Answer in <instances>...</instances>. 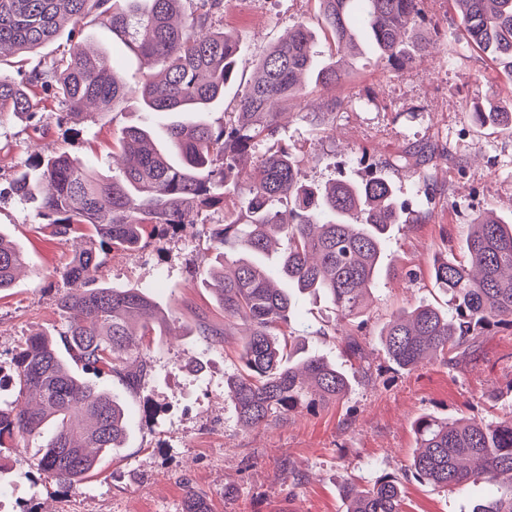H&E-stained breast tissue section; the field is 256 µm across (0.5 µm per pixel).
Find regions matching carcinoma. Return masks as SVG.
<instances>
[{"instance_id":"obj_1","label":"carcinoma","mask_w":512,"mask_h":512,"mask_svg":"<svg viewBox=\"0 0 512 512\" xmlns=\"http://www.w3.org/2000/svg\"><path fill=\"white\" fill-rule=\"evenodd\" d=\"M123 2L118 9L109 0H0V51L39 49L65 25L91 17L123 37L148 67L136 90L145 122L123 129L112 142L117 172L104 175L65 152L37 156L16 173L7 191L37 204L38 216L55 235L84 242L58 271L69 286L58 299L63 328L28 338L12 357L18 396H36V407L22 402L0 407V448L41 442L40 478L69 490L127 439V406L109 380L136 393L151 367L150 343L163 335L166 323L148 293L99 282L103 256L114 248H142L149 226L173 232L195 223L202 210L224 205V195L244 179L239 159L276 138L275 109L307 94L302 77L322 87L344 81L347 52L360 53L355 12L363 15L371 51L381 64L402 70L430 46L410 34L409 24L422 19L420 0H318L334 56L323 58L313 32L297 25L257 62L237 119L227 127L206 118L224 99L240 51L216 29L224 0H196L186 13L183 0ZM452 2L469 38L512 76V0ZM32 86L71 117L81 116L86 104L105 115L129 94L109 58L86 52L80 42L67 57L44 63L22 82L0 75V113L35 116ZM161 114L194 115L166 125L174 159L152 140ZM474 119L512 131V111L501 110L493 99ZM260 167L261 178L247 182L239 196L237 217L214 225L207 271L224 321L247 326L240 371L229 383L237 419L247 428L348 394L349 375L288 325L301 296H326L342 321L360 317L381 273L389 232L404 210L391 182L375 172L360 182L308 185L285 147L262 155ZM25 263L23 250L0 235V291L12 286ZM433 279L447 293L450 311L422 303L392 314L380 332L386 359L402 370H413L429 355L453 366L476 352L480 337L512 327V221L481 217L462 258L450 254L437 262ZM344 349L358 362L366 358L351 335L344 337ZM90 373L98 381L88 380ZM414 433L419 452L409 471L415 479L447 491L496 483V496L476 502L472 512H512V416L483 422L425 414L415 420ZM342 494L347 512H400L399 481L388 476L362 489L349 483ZM184 512H209L208 504L189 489Z\"/></svg>"}]
</instances>
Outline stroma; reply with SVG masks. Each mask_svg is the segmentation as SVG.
<instances>
[{
	"label": "stroma",
	"instance_id": "35a3bbf8",
	"mask_svg": "<svg viewBox=\"0 0 512 512\" xmlns=\"http://www.w3.org/2000/svg\"><path fill=\"white\" fill-rule=\"evenodd\" d=\"M420 32L430 35L429 55L403 71L378 64L373 55L355 59L346 82L311 90L281 120L279 143L300 160L306 182L357 180L375 166L406 205L404 223L394 225L385 263L396 276L381 275L364 311L359 336L367 348L369 376L358 373L341 338L349 323L337 321L323 300H299L293 331L309 338L330 360L352 373L348 395L337 404L292 413L269 424L242 428L230 401L228 380L240 365L241 338L229 329L223 343L210 345L192 332L197 318L223 323L224 312L203 286L201 256L209 227L231 219L226 202L199 215L178 233L149 234L143 248L115 250L98 273L116 288L145 290L162 308L169 326L150 345L152 368L131 399L126 445L113 451L99 472L78 489L38 479L24 480L38 448L0 452V491L21 481L14 512H182L187 490L204 496L211 512H346L341 489L366 485L378 476L399 478L403 512H470L495 487L481 484L449 492L407 476L416 448L413 421L432 413L451 419L494 421L512 416V329L484 337L473 359L451 367L427 360L411 371L395 369L384 357L378 334L393 312L421 303L447 305L435 288L436 260L463 250L472 224L487 211L512 216V135L475 124L480 101L512 99V77L497 70L467 43L451 0H421ZM317 31V48L334 46L321 36L316 0H224V30L240 45L237 77L208 119L229 123L250 82L256 61L297 24ZM107 54L129 86L146 66L120 36L97 22L27 53L17 65L0 55V73L24 77L39 64L68 55L73 40ZM44 132L12 115L0 118V185L34 154L63 150L92 158L107 171L112 138L142 125L137 96H127L106 116L63 117L56 103L34 97ZM446 150L447 158L420 163L418 149ZM0 232L27 256L12 288L0 293V368L10 369L18 344L29 336L61 329L58 299L64 267L76 243L50 233L31 205L0 202Z\"/></svg>",
	"mask_w": 512,
	"mask_h": 512
}]
</instances>
